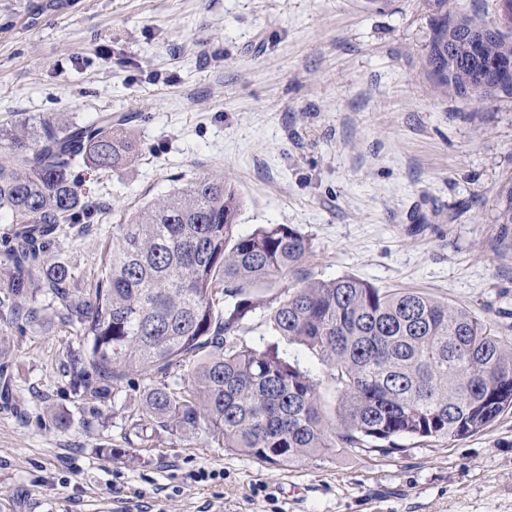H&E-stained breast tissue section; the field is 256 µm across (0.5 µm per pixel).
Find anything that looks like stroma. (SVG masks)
<instances>
[{"mask_svg":"<svg viewBox=\"0 0 512 512\" xmlns=\"http://www.w3.org/2000/svg\"><path fill=\"white\" fill-rule=\"evenodd\" d=\"M422 0H0V126L15 113L126 116L137 156L76 162L110 203L43 266L98 274L112 227L202 174L228 179L240 232L288 224L315 275L416 288L512 336V99H444L422 65ZM56 322L0 337V512H512V412L455 441L401 440L275 465L206 433L128 443L152 376L78 402ZM67 425H58L57 416ZM216 470V480H197ZM498 199L495 221L496 224H503L502 228L506 230L507 224L512 226V178L502 187Z\"/></svg>","mask_w":512,"mask_h":512,"instance_id":"35a3bbf8","label":"stroma"}]
</instances>
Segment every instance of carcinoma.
Segmentation results:
<instances>
[{"instance_id": "1", "label": "carcinoma", "mask_w": 512, "mask_h": 512, "mask_svg": "<svg viewBox=\"0 0 512 512\" xmlns=\"http://www.w3.org/2000/svg\"><path fill=\"white\" fill-rule=\"evenodd\" d=\"M430 35L424 73L444 97L512 98V36L478 15L423 0ZM123 118L88 122L21 117L0 128V219L13 225L0 254V335L18 320L51 316L73 342L62 363L74 395L104 402L129 370L161 377L140 395L131 432L202 430L224 447L288 464L402 438L454 442L512 411V337L466 306L422 291L378 288L354 275L315 276L311 242L288 224L238 230L242 200L229 182L200 175L115 225L99 274L81 285L69 267L40 256L64 225L100 211L95 192L71 181L77 159L113 169L133 149ZM496 223L512 225V178L499 192ZM292 285L269 302L257 286ZM264 309L271 340L249 347L237 332ZM297 344L328 370L337 404L280 348ZM189 365L190 385L163 381Z\"/></svg>"}]
</instances>
